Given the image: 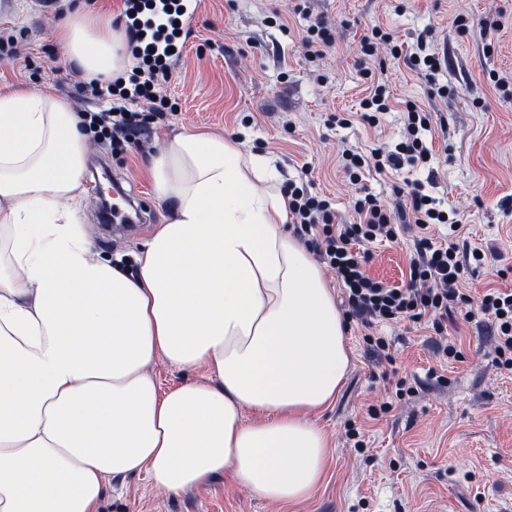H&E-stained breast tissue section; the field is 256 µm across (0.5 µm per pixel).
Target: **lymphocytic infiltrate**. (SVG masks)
<instances>
[{
	"instance_id": "f902f5d3",
	"label": "lymphocytic infiltrate",
	"mask_w": 512,
	"mask_h": 512,
	"mask_svg": "<svg viewBox=\"0 0 512 512\" xmlns=\"http://www.w3.org/2000/svg\"><path fill=\"white\" fill-rule=\"evenodd\" d=\"M388 51L393 58H406L408 64L431 71L441 69L444 61L436 53L426 51L404 53L394 36L373 27L361 42V52L372 57ZM140 61L129 77L110 81L90 79L75 82L73 95L78 99L111 96L112 106L102 112H90L86 122L96 138L115 145L136 146L145 133L144 127L127 113V102H143L155 117H163L170 104L161 93V84L172 70L151 48L138 52ZM405 135L394 149L373 150L365 156L350 149L343 150V169L350 181H358L366 167L376 172L400 171L404 163L428 167L431 153L422 133L430 119L418 105H406L403 112ZM404 208L390 210L377 198L365 197L355 204L356 221L341 220L329 202L307 188L288 190V216L297 235L311 243L317 255L335 273L343 293L347 319L371 327L379 323L423 321L435 335L448 333V324L465 299L457 283L467 262L455 240L460 232V218L450 216L436 200L424 191L421 181L407 182ZM447 225L452 239L442 244L434 240L433 226ZM413 233V250L408 276L399 286L371 276L367 271L370 254L367 244L382 240L395 241L402 234ZM483 311L493 317L497 345L494 362L498 369L512 372V290H487L481 299Z\"/></svg>"
}]
</instances>
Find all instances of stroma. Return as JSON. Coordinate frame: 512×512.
Segmentation results:
<instances>
[{
  "instance_id": "35a3bbf8",
  "label": "stroma",
  "mask_w": 512,
  "mask_h": 512,
  "mask_svg": "<svg viewBox=\"0 0 512 512\" xmlns=\"http://www.w3.org/2000/svg\"><path fill=\"white\" fill-rule=\"evenodd\" d=\"M12 4L0 13V32L17 38L29 66L0 62V93L28 84L58 97L63 78L84 77L58 42V25L80 8L115 20L121 8V0H57L40 15L35 0ZM460 14L471 20L463 34L453 26ZM318 18L329 22L333 45L315 57L301 38ZM375 25L404 50L422 45L445 57L446 67L431 73L386 53L363 57L360 41ZM374 72L390 97L429 113L433 158L427 170L408 164L396 177L367 173L357 187L343 173L342 150L391 148L403 131L396 110L374 128L352 118ZM165 92L173 110L161 120L143 113L150 135L138 146L117 152L89 144L81 222L113 264L138 274L142 243L170 216L144 171L173 136L199 129L248 133L251 151L272 156L286 184L329 200L347 222L362 193L393 207L404 180H427L429 194L460 211L468 249L486 258L465 269L461 292L512 289V0H204ZM106 170L145 210L134 230L101 226L98 180ZM409 244L404 237L369 245V273L402 284ZM365 333L350 323L346 379L318 416L332 459L310 500L282 507L225 475L179 494L130 476L108 483L101 512H512V372L491 364L487 316L449 324L459 354L444 359L421 323L376 328L385 360L373 355ZM400 378L415 385L401 398ZM352 428L361 445L348 439Z\"/></svg>"
}]
</instances>
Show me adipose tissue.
Returning <instances> with one entry per match:
<instances>
[{
  "label": "adipose tissue",
  "mask_w": 512,
  "mask_h": 512,
  "mask_svg": "<svg viewBox=\"0 0 512 512\" xmlns=\"http://www.w3.org/2000/svg\"><path fill=\"white\" fill-rule=\"evenodd\" d=\"M57 37L87 77L134 65L110 18L77 11ZM87 152L67 100L0 94V512H100L107 480L131 474L309 499L331 446L316 416L350 349L271 159L238 137H174L146 171L171 216L132 278L79 222ZM160 357L208 379L161 390Z\"/></svg>",
  "instance_id": "obj_1"
}]
</instances>
